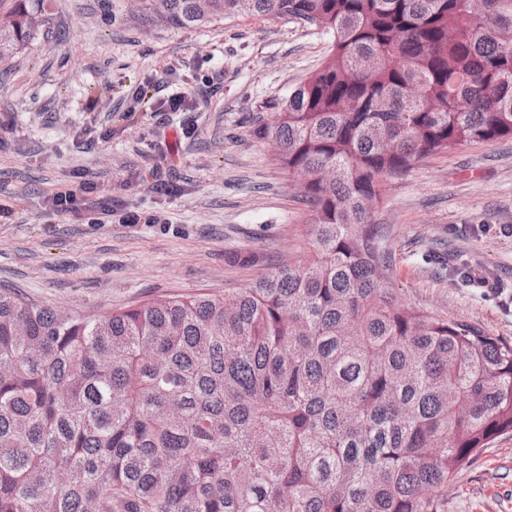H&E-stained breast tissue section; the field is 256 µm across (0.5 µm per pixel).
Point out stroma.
<instances>
[{
    "mask_svg": "<svg viewBox=\"0 0 512 512\" xmlns=\"http://www.w3.org/2000/svg\"><path fill=\"white\" fill-rule=\"evenodd\" d=\"M42 7L48 37L0 68V288L101 315L232 294L280 259L307 258L314 209L251 131L319 68L330 34L254 16L179 29L145 20L135 0ZM173 93L187 111L161 110ZM68 191L82 222L52 204ZM373 221L399 302L512 341V141L414 162L385 179ZM246 252L262 263L237 264ZM444 498L447 512H512V432L477 451Z\"/></svg>",
    "mask_w": 512,
    "mask_h": 512,
    "instance_id": "1",
    "label": "stroma"
}]
</instances>
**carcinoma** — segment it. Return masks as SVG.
Returning <instances> with one entry per match:
<instances>
[{"label": "carcinoma", "mask_w": 512, "mask_h": 512, "mask_svg": "<svg viewBox=\"0 0 512 512\" xmlns=\"http://www.w3.org/2000/svg\"><path fill=\"white\" fill-rule=\"evenodd\" d=\"M184 29L238 15L333 36L254 136L317 213L312 257L231 295L105 315L0 289V512H445L512 432V343L401 304L371 207L422 157L512 140V0H138ZM40 0L0 13V65Z\"/></svg>", "instance_id": "carcinoma-1"}]
</instances>
